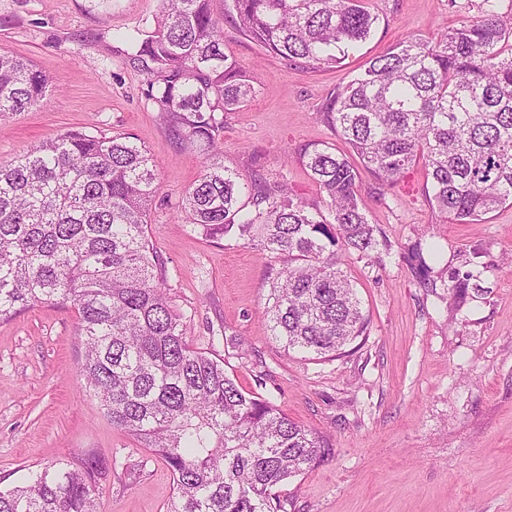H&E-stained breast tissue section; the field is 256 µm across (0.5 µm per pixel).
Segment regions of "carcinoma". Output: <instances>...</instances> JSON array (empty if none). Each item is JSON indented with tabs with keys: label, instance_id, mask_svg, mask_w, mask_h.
<instances>
[{
	"label": "carcinoma",
	"instance_id": "carcinoma-1",
	"mask_svg": "<svg viewBox=\"0 0 512 512\" xmlns=\"http://www.w3.org/2000/svg\"><path fill=\"white\" fill-rule=\"evenodd\" d=\"M498 2L482 0L479 15L435 42L409 36L388 47L330 95L322 115L345 149L314 144L300 155L322 209L285 182L247 184L224 168V113L255 87L224 52L212 0H160L154 29L126 37L147 98L204 155L205 173L183 202L193 228L282 260L268 276L265 315L283 351L336 357L369 335L338 253L380 265L392 244L367 219L359 168L392 188L422 162L430 204L456 224L512 206V19ZM224 18L303 70L342 65L377 22L362 0H224ZM50 85L31 62L0 52V117L39 104ZM157 175L131 137L86 131L1 163L0 320L43 303L77 311L84 389L166 463V512H278L275 489L332 448L186 340L148 235ZM409 259L435 288L422 244ZM479 279L448 270L452 289ZM111 477L112 462L84 454L0 491V512H99Z\"/></svg>",
	"mask_w": 512,
	"mask_h": 512
}]
</instances>
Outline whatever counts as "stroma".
<instances>
[{"mask_svg": "<svg viewBox=\"0 0 512 512\" xmlns=\"http://www.w3.org/2000/svg\"><path fill=\"white\" fill-rule=\"evenodd\" d=\"M479 3L364 0L378 17L373 36L341 67L316 71L285 64L225 24L224 51L256 89L224 115L225 167L322 202L300 154L336 142L321 115L330 94L387 47L410 35L435 40ZM158 11L159 0H0V50L53 81L40 105L0 119V162L71 130L129 134L159 162L149 235L190 344L332 445L278 488L283 512H512V207L452 224L430 206L422 165L384 190L362 173L367 218L393 244L383 264L345 261L370 334L340 357L284 353L265 324L269 256L205 238L182 208L204 158L160 118L121 39L153 29ZM425 240L440 249L435 277L477 270L478 289L421 286L407 253ZM80 357L70 306L40 304L0 322V490L91 452L115 464L100 512H166L170 471L82 391Z\"/></svg>", "mask_w": 512, "mask_h": 512, "instance_id": "1", "label": "stroma"}]
</instances>
